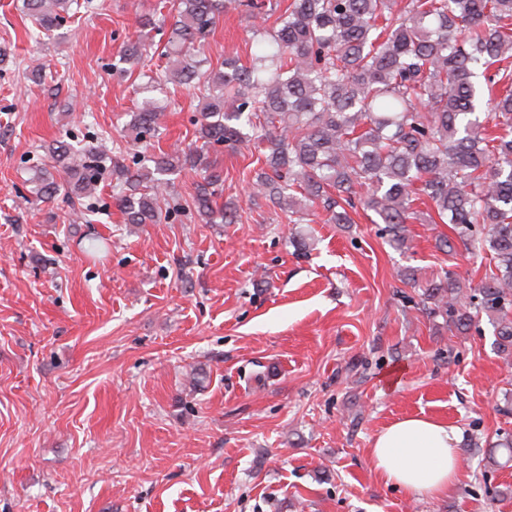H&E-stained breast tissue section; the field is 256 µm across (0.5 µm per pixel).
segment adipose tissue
<instances>
[{
    "label": "adipose tissue",
    "mask_w": 512,
    "mask_h": 512,
    "mask_svg": "<svg viewBox=\"0 0 512 512\" xmlns=\"http://www.w3.org/2000/svg\"><path fill=\"white\" fill-rule=\"evenodd\" d=\"M459 427L425 417H405L375 437L370 457L387 484L412 499L437 498L462 477Z\"/></svg>",
    "instance_id": "obj_1"
}]
</instances>
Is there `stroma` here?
<instances>
[{
	"label": "stroma",
	"instance_id": "stroma-1",
	"mask_svg": "<svg viewBox=\"0 0 512 512\" xmlns=\"http://www.w3.org/2000/svg\"><path fill=\"white\" fill-rule=\"evenodd\" d=\"M156 3L106 0L32 37L21 0H0V512H512V457L489 448L512 433V354L487 319L454 335L421 302L442 271L489 270V254L437 248L448 225L410 224L400 252L370 213L347 230L319 210L295 251L285 214L251 194V143L218 157L234 224H128L108 188L89 223L19 197L65 133L123 142L142 96L110 63L150 18L145 63L163 76L174 18ZM252 26L220 17L212 65L248 63ZM171 99L159 145L195 147V92ZM410 416L462 431L446 495L408 498L373 468L377 433Z\"/></svg>",
	"mask_w": 512,
	"mask_h": 512
}]
</instances>
